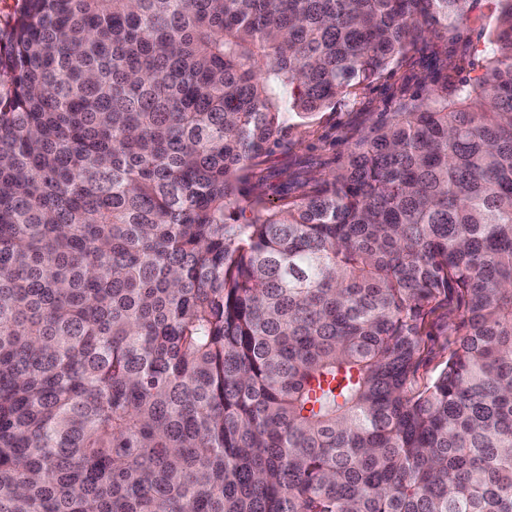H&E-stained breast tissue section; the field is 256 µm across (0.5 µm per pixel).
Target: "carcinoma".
<instances>
[{"mask_svg":"<svg viewBox=\"0 0 512 512\" xmlns=\"http://www.w3.org/2000/svg\"><path fill=\"white\" fill-rule=\"evenodd\" d=\"M472 2L16 0L0 512H512V0L483 76L297 201L242 192L286 122ZM446 309L439 310L429 318L433 332V341L430 343L431 353H425L419 367L418 375L421 382L433 379L448 358V352L453 337L448 336L447 327L442 325V319Z\"/></svg>","mask_w":512,"mask_h":512,"instance_id":"carcinoma-1","label":"carcinoma"}]
</instances>
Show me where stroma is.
<instances>
[{
    "label": "stroma",
    "instance_id": "35a3bbf8",
    "mask_svg": "<svg viewBox=\"0 0 512 512\" xmlns=\"http://www.w3.org/2000/svg\"><path fill=\"white\" fill-rule=\"evenodd\" d=\"M496 17L494 0H475L464 23H424L403 62L335 107L289 121L244 185L245 197L262 196L270 206L302 198L317 180L336 170L351 144L391 118L404 98L420 94L424 80L434 79L445 64L455 65V80L481 76Z\"/></svg>",
    "mask_w": 512,
    "mask_h": 512
}]
</instances>
